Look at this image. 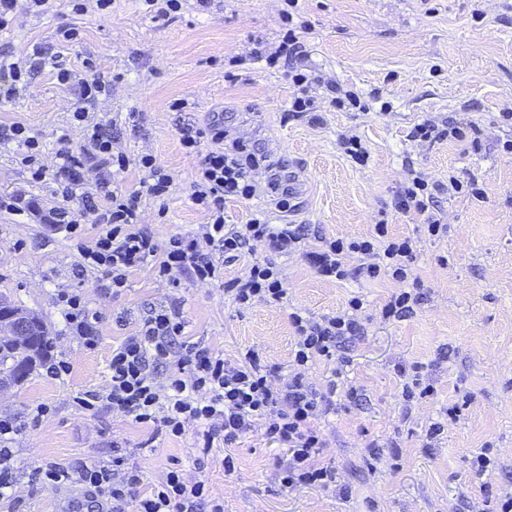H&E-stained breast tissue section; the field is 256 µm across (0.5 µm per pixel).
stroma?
I'll return each mask as SVG.
<instances>
[{"instance_id": "1", "label": "stroma", "mask_w": 512, "mask_h": 512, "mask_svg": "<svg viewBox=\"0 0 512 512\" xmlns=\"http://www.w3.org/2000/svg\"><path fill=\"white\" fill-rule=\"evenodd\" d=\"M285 9L286 0H212L201 12L194 0H184L168 19L149 12L143 0H112L108 12L86 15L56 0L49 11L18 13L0 29V50L51 44L59 66L76 72L94 61L96 74L110 84L97 111L115 120L117 148L132 157L154 155L176 176L165 203L141 199L140 222L158 242L207 221L191 200L199 158L186 153L178 127L187 120L205 128L220 112L231 137L264 148L290 202L288 211H278L267 189H259L251 199L225 202V224L256 217L304 224L311 248L319 237L365 236L386 222L392 234L417 242L414 269L423 304L407 319L383 320L380 309L396 289L393 282L328 281L297 251L275 259L287 303L238 307L225 296L224 283L266 258L260 244L225 264L223 280L200 283L182 275L169 283L144 267L114 297L101 291L100 271L82 268L66 233L0 211V294L47 323L55 356L71 367L60 379L37 367L0 396V416L21 426L16 491L27 512H96L79 490L45 486L32 473L50 462L108 461L116 446L132 449L130 461L149 484L172 464L183 466L223 498L224 512H490L491 495L512 485V154L500 148L512 139V125L502 120L512 113V0H298L305 63L321 79L310 90L318 124L293 112L299 89L287 63L256 57L280 44ZM68 26L81 30V43L56 44L57 31ZM330 82L357 95L360 107H334ZM177 100L183 111H173ZM74 102L48 68L32 76L25 93L0 103V122L23 123L42 139L46 168L43 181L30 182L19 148H0V195L20 189L43 206L58 204L60 142L75 148L84 142L72 121ZM425 121L442 129L452 122L475 125L481 144L467 137L414 140V127ZM346 136L360 140L366 164L345 152ZM452 173L477 181L482 196L449 194ZM418 174L440 186L434 213L448 226L442 238L423 234L421 216L391 206ZM62 290L79 292L96 311L95 349L84 346L58 305ZM354 295L364 301L365 329L353 343L347 374L362 400L339 398L335 413L318 422L328 440L322 459L335 463L348 497L282 488L278 464L288 450L261 431L233 448L236 471L230 475L220 448L204 466H194V427L177 439H154L109 408L87 410L76 402L83 392L106 386L113 346L136 333L151 307L178 304L187 341L227 360L254 347L284 368L294 343L292 308L321 318ZM399 363L427 367L436 395L404 403L403 380L394 371ZM466 395L471 402L460 419L425 447L428 425ZM40 403L51 411L36 421L31 409ZM374 439L396 444L397 466L371 462L365 446ZM488 442L496 465L474 478L469 460Z\"/></svg>"}]
</instances>
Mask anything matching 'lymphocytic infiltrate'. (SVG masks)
<instances>
[{
	"instance_id": "1",
	"label": "lymphocytic infiltrate",
	"mask_w": 512,
	"mask_h": 512,
	"mask_svg": "<svg viewBox=\"0 0 512 512\" xmlns=\"http://www.w3.org/2000/svg\"><path fill=\"white\" fill-rule=\"evenodd\" d=\"M55 56L46 47L17 55L0 52V97L12 99L26 90L31 76L54 65ZM57 78L71 85L76 96L73 119L86 130L80 151L57 150V195L62 204L46 208L19 191L0 196V211L18 216H36L41 223L64 227L70 237L79 239L78 251L84 266L102 271L104 293L120 294L130 272L151 266L155 276L165 281L187 275L198 281L224 279L225 263L238 260L253 243L261 242L274 253L300 248L304 234L298 224H272L263 218L231 227L224 222V202L255 195L258 178L267 167L263 152L247 148L238 139H228L223 117L212 119L206 129L182 128L180 142L189 153H201L193 182L192 199L208 214L207 223L193 232L171 235L158 243L139 223L142 194L161 201L174 184L171 172L157 164L152 155L130 161L114 151L111 123L93 118L98 98L105 90L99 77H80L59 69ZM210 148H202V138ZM14 145L23 151L21 162L32 181L45 176L41 163L43 143L26 125L0 123V146ZM144 173V191L119 188L121 174L130 164ZM106 203L104 228L91 245L81 242L84 218ZM435 196L426 177L418 175L403 186L394 198L402 214L424 218L423 232L430 238L443 237L447 227L431 215ZM416 243L408 237H393L384 224L375 225L364 237L320 238L318 247L306 257L324 279L343 282L351 278L379 280L390 278L399 287L381 308L385 320H399L415 314L424 300L421 281L414 273ZM364 261L349 267L350 255ZM226 291L238 306L262 301L283 305L287 298L280 270L275 262L255 261L244 276L225 280ZM363 301L354 296L345 309L319 319L296 309L288 319L294 332V348L287 372L266 363L255 348L246 349L239 362H228L223 354L184 339L185 322L177 306L151 309L137 334L126 337L112 350L109 381L104 389L84 392L77 402L86 409L98 405L111 408L113 415L163 433L181 437L186 424L196 427L195 448L209 455L215 443L233 447L247 434L262 430L267 439L288 450L279 468L282 487L288 490L314 487L349 490L338 485L335 466L320 462L326 446L323 433L315 425L318 418L336 409V396L345 393L358 400L355 386L345 385L339 370L347 357V342L359 336L363 325L358 318ZM333 365L324 389L310 384L307 372L318 361ZM20 428L7 416H0V500L10 512H23L24 502L15 493L16 449L12 443ZM45 483L55 487L72 485L85 498L101 499V512H224V502L213 497L205 481H189L182 468L169 470L158 484L145 486L142 471L128 463L121 448H113L108 462L78 467L52 463L39 468Z\"/></svg>"
}]
</instances>
